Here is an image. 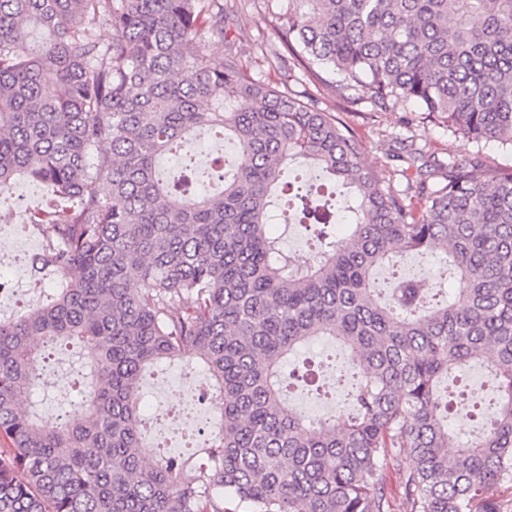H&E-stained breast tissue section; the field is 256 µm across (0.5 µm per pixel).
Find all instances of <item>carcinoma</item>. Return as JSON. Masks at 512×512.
<instances>
[{
  "label": "carcinoma",
  "mask_w": 512,
  "mask_h": 512,
  "mask_svg": "<svg viewBox=\"0 0 512 512\" xmlns=\"http://www.w3.org/2000/svg\"><path fill=\"white\" fill-rule=\"evenodd\" d=\"M284 2L283 39L306 72L512 150V0ZM233 46L224 0H0V197L26 178L72 201L31 208V272L55 287L0 320V512H393L382 472L402 456L407 512H498L492 487L512 479V172L411 148L398 191L361 163L340 114L255 79ZM202 130L238 149L233 172H195L224 183L214 195L157 168ZM299 159L352 198L336 217L333 196L301 197L313 261L267 231ZM331 223L343 238L328 240ZM440 244L451 297L427 276L378 287L377 268ZM314 336L352 363L350 409L316 427L288 405L283 371ZM72 341L93 386L48 428L23 399L42 348ZM184 357L206 370L223 426L194 462L147 466L145 371ZM464 365L493 373L496 394L462 446L446 418Z\"/></svg>",
  "instance_id": "1"
}]
</instances>
